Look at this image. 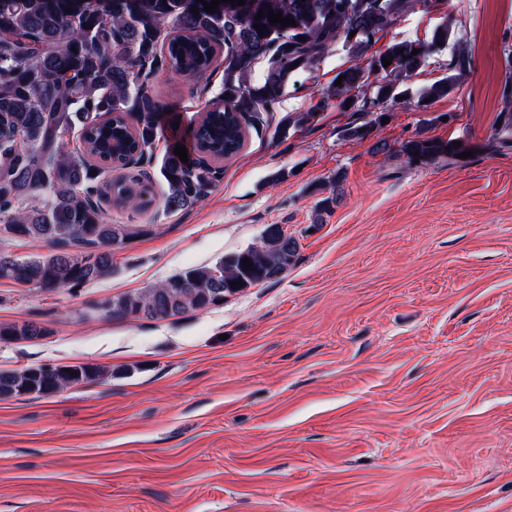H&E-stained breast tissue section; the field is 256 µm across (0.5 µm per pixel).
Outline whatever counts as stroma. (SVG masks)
<instances>
[{
	"label": "stroma",
	"mask_w": 512,
	"mask_h": 512,
	"mask_svg": "<svg viewBox=\"0 0 512 512\" xmlns=\"http://www.w3.org/2000/svg\"><path fill=\"white\" fill-rule=\"evenodd\" d=\"M449 21L472 69L429 112L399 104L364 141L328 108L286 137L247 131L205 201L141 224L112 276L46 292L0 279V323L49 337L0 342V370L94 363L109 379L0 399V512H512V150L490 140L503 107L512 0L407 11L377 49ZM352 58L335 46L296 73L274 119L305 112ZM205 90L159 74L166 143L193 145ZM470 142L424 166L372 151L411 136ZM344 170L339 203L315 208ZM284 177L270 183L275 172ZM284 225L300 255L280 280L202 311L115 320L102 305L259 244ZM17 331L18 333H16ZM48 331L50 332V330L47 327L33 321H24L20 327H18L17 322L0 323V340L12 341L13 339H15V336H22L18 340L28 342L33 338L41 336L35 339L36 341L48 336Z\"/></svg>",
	"instance_id": "35a3bbf8"
}]
</instances>
